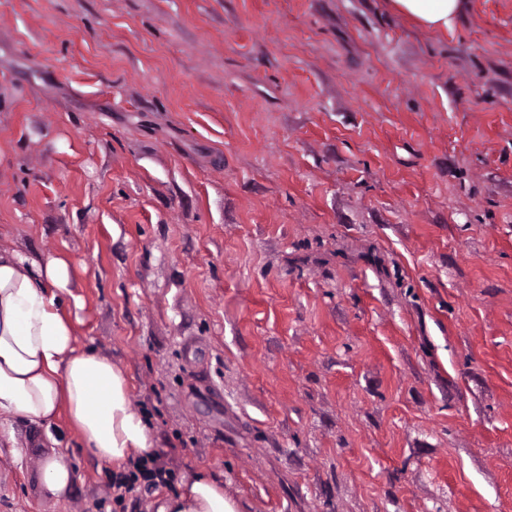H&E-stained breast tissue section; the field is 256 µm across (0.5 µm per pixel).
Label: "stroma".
Returning <instances> with one entry per match:
<instances>
[{
    "label": "stroma",
    "mask_w": 512,
    "mask_h": 512,
    "mask_svg": "<svg viewBox=\"0 0 512 512\" xmlns=\"http://www.w3.org/2000/svg\"><path fill=\"white\" fill-rule=\"evenodd\" d=\"M0 0V247L62 252L183 490L512 512V0ZM0 423V512H86ZM393 10L431 30H451L463 0H388Z\"/></svg>",
    "instance_id": "obj_1"
}]
</instances>
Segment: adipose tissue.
Returning a JSON list of instances; mask_svg holds the SVG:
<instances>
[{"label":"adipose tissue","instance_id":"adipose-tissue-1","mask_svg":"<svg viewBox=\"0 0 512 512\" xmlns=\"http://www.w3.org/2000/svg\"><path fill=\"white\" fill-rule=\"evenodd\" d=\"M390 6L421 26L448 31L462 0H390ZM74 274L65 254L0 248V419L30 425L32 450L40 457L35 480L54 501L74 483L53 430L60 413L103 465L124 469L159 446L150 418L131 399L126 371L77 343L66 303ZM154 510L234 512L223 481L206 472L193 474L183 491L157 499Z\"/></svg>","mask_w":512,"mask_h":512}]
</instances>
